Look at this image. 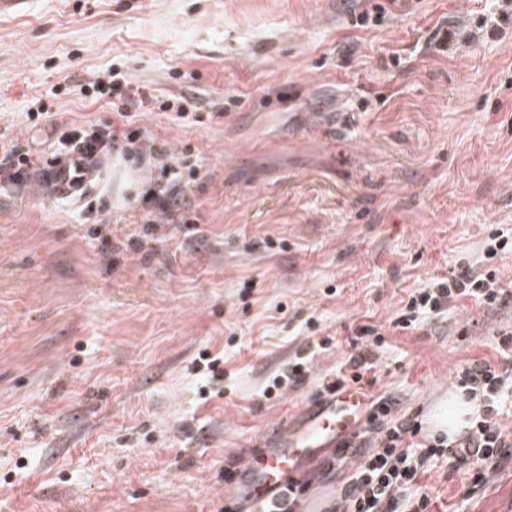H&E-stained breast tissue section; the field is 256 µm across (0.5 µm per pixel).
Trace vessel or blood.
I'll return each mask as SVG.
<instances>
[{
	"mask_svg": "<svg viewBox=\"0 0 512 512\" xmlns=\"http://www.w3.org/2000/svg\"><path fill=\"white\" fill-rule=\"evenodd\" d=\"M69 166V159L63 157L48 167V179L54 192L64 197L82 191L81 184L69 177ZM366 403L365 396L351 386L326 400L302 403L298 408L304 418L302 425L286 431L270 447L250 458L252 503L264 504L284 488L300 487L313 461L329 455L338 440L360 429Z\"/></svg>",
	"mask_w": 512,
	"mask_h": 512,
	"instance_id": "b4317fda",
	"label": "vessel or blood"
}]
</instances>
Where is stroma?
<instances>
[{"label": "stroma", "instance_id": "35a3bbf8", "mask_svg": "<svg viewBox=\"0 0 512 512\" xmlns=\"http://www.w3.org/2000/svg\"><path fill=\"white\" fill-rule=\"evenodd\" d=\"M495 0H406L367 26L361 0H26L0 14V136L50 155L110 99L78 94L114 68L145 87L130 128L197 168L185 222L146 224L108 156L73 200L0 187V512H224L247 460L413 288L512 229V26L441 49ZM399 56L392 67L385 60ZM184 97L198 121L159 102ZM44 104L45 117L35 116ZM94 200L87 212L86 200ZM474 300L389 337L371 391L428 421L473 359L498 361ZM326 341L283 397L258 386ZM223 353L200 397V352ZM437 512L468 481L425 480ZM472 512H512V467Z\"/></svg>", "mask_w": 512, "mask_h": 512}]
</instances>
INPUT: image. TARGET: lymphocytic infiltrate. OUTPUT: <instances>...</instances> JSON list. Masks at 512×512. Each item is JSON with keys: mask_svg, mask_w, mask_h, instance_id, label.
Instances as JSON below:
<instances>
[{"mask_svg": "<svg viewBox=\"0 0 512 512\" xmlns=\"http://www.w3.org/2000/svg\"><path fill=\"white\" fill-rule=\"evenodd\" d=\"M92 91L111 96L117 123L102 126L85 121L83 126L64 136V144L84 160L105 153L132 152L157 163L170 177L149 187L147 195L152 207L144 214L143 221L171 223L181 218L187 201L180 158L167 144L144 139L138 131L121 125L135 98L149 100V93H135L130 81L117 80L110 70L93 81L81 83L78 88L82 96ZM45 163V158L25 152L19 141H0V183L21 189L30 186L35 173ZM508 252H512V233L495 230L479 246L475 260L468 266L432 278L427 287L412 289L387 329L359 326L343 369L323 378L321 394L344 385L365 386L366 374L377 366V355L386 343V333L417 329L424 319L441 316L468 298L489 311L505 305L506 293L498 285L495 261ZM496 336L501 363L475 359L456 373L468 396L480 399L482 412L455 441L441 436L424 438L421 421L398 413L392 398L370 397L364 427L337 445L329 460L315 472L319 478L330 476L345 466L349 455H358V463L340 488L336 512H432L433 497L421 485L422 476L447 464L465 470L472 489L476 490L512 462V426L504 422L505 408L512 405V327L499 328Z\"/></svg>", "mask_w": 512, "mask_h": 512, "instance_id": "f902f5d3", "label": "lymphocytic infiltrate"}]
</instances>
